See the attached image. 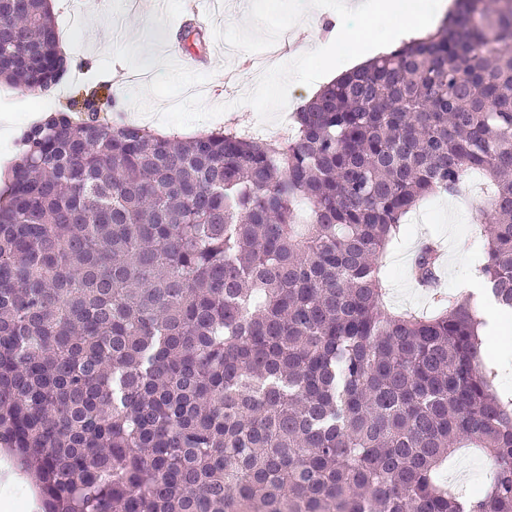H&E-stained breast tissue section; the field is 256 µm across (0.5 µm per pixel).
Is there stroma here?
<instances>
[{
  "label": "stroma",
  "instance_id": "stroma-1",
  "mask_svg": "<svg viewBox=\"0 0 512 512\" xmlns=\"http://www.w3.org/2000/svg\"><path fill=\"white\" fill-rule=\"evenodd\" d=\"M301 5L302 0H111L108 9L95 11L90 0H58L54 17L68 45V70L40 101L24 87L0 84V114L10 117L16 132L15 138H0V173H7L19 148L17 135L33 116L67 111L72 100L90 93L98 96L99 119L109 123L131 121L185 137L227 127L276 132L310 96L307 85L281 78L283 66L303 55L309 69H319L330 57L337 27L356 32L368 25L361 17L339 15L337 0H322L315 23L295 29L289 21ZM186 26L201 31L195 51L227 49L225 62L189 71L173 52ZM279 32L287 33L293 51L255 68L254 60ZM484 199V192L472 193L467 210L435 196L408 214L398 242L383 257L393 307L433 310L432 297L415 286L411 274L416 253L429 239L440 241L445 253L442 290L466 289L478 251L471 212Z\"/></svg>",
  "mask_w": 512,
  "mask_h": 512
}]
</instances>
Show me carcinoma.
<instances>
[{
  "instance_id": "cac0c4a2",
  "label": "carcinoma",
  "mask_w": 512,
  "mask_h": 512,
  "mask_svg": "<svg viewBox=\"0 0 512 512\" xmlns=\"http://www.w3.org/2000/svg\"><path fill=\"white\" fill-rule=\"evenodd\" d=\"M460 0L323 86L282 139L81 120L21 137L0 191V448L43 512H512V4ZM47 0H0V82L57 55ZM481 173L480 297L386 302L383 256ZM424 245L415 281L436 282ZM480 448L485 490L439 473ZM498 336H511V338L500 339ZM493 345L487 348L489 356L505 359L511 362L512 360V315H508L500 322L497 330L493 332Z\"/></svg>"
}]
</instances>
